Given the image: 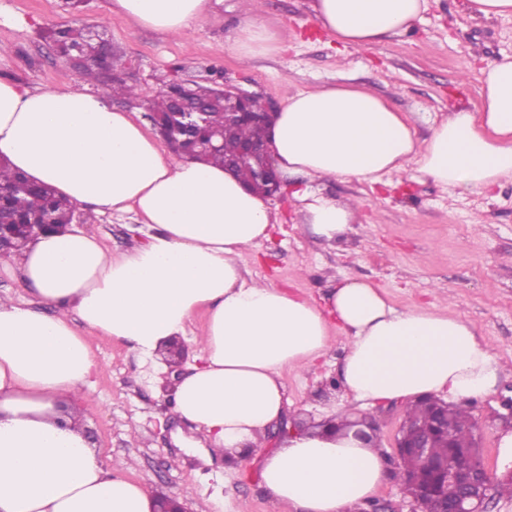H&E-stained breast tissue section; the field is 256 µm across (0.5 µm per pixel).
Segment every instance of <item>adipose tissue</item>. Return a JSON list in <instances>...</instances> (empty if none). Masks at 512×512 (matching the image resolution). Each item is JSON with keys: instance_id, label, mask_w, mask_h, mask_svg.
Segmentation results:
<instances>
[{"instance_id": "obj_1", "label": "adipose tissue", "mask_w": 512, "mask_h": 512, "mask_svg": "<svg viewBox=\"0 0 512 512\" xmlns=\"http://www.w3.org/2000/svg\"><path fill=\"white\" fill-rule=\"evenodd\" d=\"M308 8L337 44L366 49L407 34L429 0H308ZM111 9L182 36L213 4L112 0ZM274 38L251 9L228 43L247 58ZM479 80L480 109L451 110L423 142L410 116L367 87L286 93L270 137L282 176L307 180L293 192L305 229L330 242L354 217L347 202L316 190L327 179L373 185L416 172L472 195L512 180V55L489 61ZM0 157L90 214L132 212L151 229L146 244L120 255L72 226L33 234L12 255L34 304L0 298V512H153V494L103 464L82 430L75 401L99 368L92 332L149 355L206 310L174 410L230 458L260 446L283 412V370L311 368L334 332L347 340L348 401L333 410L340 421L356 408L433 394L463 404L497 382L476 325L436 306L399 311L380 288L350 278L322 306L246 282L243 249L279 222L271 202L222 166L170 158L101 93L0 81ZM385 476L377 444L344 432H290L261 471L271 499L295 512H354Z\"/></svg>"}]
</instances>
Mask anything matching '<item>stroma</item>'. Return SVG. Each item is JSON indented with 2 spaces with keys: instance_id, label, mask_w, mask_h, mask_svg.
Wrapping results in <instances>:
<instances>
[{
  "instance_id": "35a3bbf8",
  "label": "stroma",
  "mask_w": 512,
  "mask_h": 512,
  "mask_svg": "<svg viewBox=\"0 0 512 512\" xmlns=\"http://www.w3.org/2000/svg\"><path fill=\"white\" fill-rule=\"evenodd\" d=\"M242 2L222 0L213 17L187 36L165 37L112 14L109 0H88L78 17L65 0H0V78L23 87H81L43 38L46 28L79 19L104 29L124 56L140 96L131 103L113 100L112 106L139 121L147 119V102L173 79H215L274 101L286 87L354 85L411 115L423 141L448 109L477 108L480 68L500 54L512 55V18L470 19L464 0H430L406 36L361 50L343 49L323 33L306 0H262L263 19L277 40L270 50L241 60L226 39L240 21ZM320 190L362 199L347 231L330 244L300 231V203L286 198L277 204L281 222L270 239L243 250L244 277L315 299L353 277L381 288L395 309L433 304L473 322L501 368L497 385L468 403L483 431L480 451L494 485L486 512H512V497L497 490L512 478V460L503 457L497 438L499 429L512 428L506 407L512 400V182L485 197L450 195L418 174H392L373 186L336 178ZM136 224L134 214L107 212L88 216L81 227L119 254L147 242ZM90 347L101 369L81 404L83 428L102 461H125L129 480L178 496L189 512H291L261 486L262 450L224 460L204 432L173 412L159 357L104 336H91ZM343 355L335 338L317 367L283 371L285 419L312 424L345 401L336 383ZM404 414L398 402L363 413L375 422L387 460L386 478L371 498L385 512L412 509L395 450Z\"/></svg>"
}]
</instances>
